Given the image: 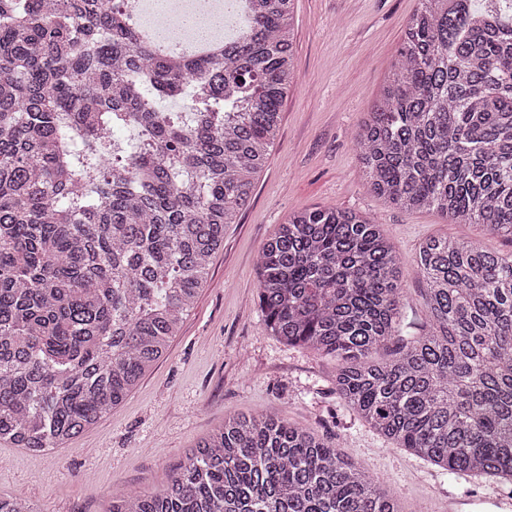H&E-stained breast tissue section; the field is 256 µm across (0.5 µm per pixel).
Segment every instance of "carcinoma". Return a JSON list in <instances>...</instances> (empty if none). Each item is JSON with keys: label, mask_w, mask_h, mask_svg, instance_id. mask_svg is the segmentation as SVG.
I'll return each mask as SVG.
<instances>
[{"label": "carcinoma", "mask_w": 512, "mask_h": 512, "mask_svg": "<svg viewBox=\"0 0 512 512\" xmlns=\"http://www.w3.org/2000/svg\"><path fill=\"white\" fill-rule=\"evenodd\" d=\"M219 57L153 52L137 0H0V442L82 434L168 350L277 138L294 0H238ZM178 100L179 112L158 109ZM119 123L124 146L105 136ZM358 161L378 196L512 241V0H420ZM429 330L372 359L400 314L380 225L296 211L259 256L283 343L340 359L336 395L446 473L512 481V254L431 237ZM0 512H32L0 496ZM110 512H402L312 432L237 414L162 486Z\"/></svg>", "instance_id": "carcinoma-1"}]
</instances>
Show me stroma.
<instances>
[{
	"mask_svg": "<svg viewBox=\"0 0 512 512\" xmlns=\"http://www.w3.org/2000/svg\"><path fill=\"white\" fill-rule=\"evenodd\" d=\"M418 0H294L295 62L280 132L249 205L227 225L196 303L167 353L121 405L63 447L34 453L0 443V495L23 496L36 512H109L114 498L163 483L225 417L274 411L338 448L394 492L405 512H497L512 485L443 474L394 447L336 394L334 357L272 336L256 306L259 252L292 212L336 206L380 224L402 258L399 337L429 324L411 262L432 236L512 250L477 224L406 211L367 188L354 136L376 102Z\"/></svg>",
	"mask_w": 512,
	"mask_h": 512,
	"instance_id": "stroma-1",
	"label": "stroma"
}]
</instances>
